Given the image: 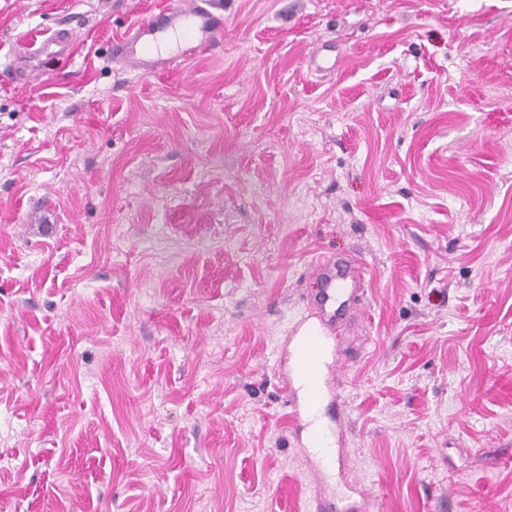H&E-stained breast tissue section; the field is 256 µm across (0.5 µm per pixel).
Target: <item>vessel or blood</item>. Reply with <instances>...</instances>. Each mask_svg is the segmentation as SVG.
Instances as JSON below:
<instances>
[{
  "label": "vessel or blood",
  "instance_id": "vessel-or-blood-1",
  "mask_svg": "<svg viewBox=\"0 0 512 512\" xmlns=\"http://www.w3.org/2000/svg\"><path fill=\"white\" fill-rule=\"evenodd\" d=\"M77 37L76 30L65 27L57 29L47 43L25 45L23 56H12L0 65V77L26 82L22 58L52 52L68 56ZM223 44V0H177L164 16L131 24L112 39L109 51L122 70L144 75L175 70L184 57L208 54ZM341 65V54L328 42L318 44L307 61L312 72L325 76L335 74ZM311 267L319 274V285L303 296V312L279 345L276 369L290 407L293 433L311 456L312 512H372L374 502L367 491L356 496L331 491L333 483L348 482V439L338 383L345 363L339 327L349 313V300L370 279L371 270L351 255L336 261L321 256Z\"/></svg>",
  "mask_w": 512,
  "mask_h": 512
}]
</instances>
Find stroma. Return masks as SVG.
<instances>
[{
	"label": "stroma",
	"mask_w": 512,
	"mask_h": 512,
	"mask_svg": "<svg viewBox=\"0 0 512 512\" xmlns=\"http://www.w3.org/2000/svg\"><path fill=\"white\" fill-rule=\"evenodd\" d=\"M170 2L0 0V63L83 33L80 82L0 85V512H305L275 349L321 252L372 269L375 512H512V0H224L223 51L121 71ZM341 65V54L336 53V46L328 42L318 44L307 61V66L312 72L325 76L334 75Z\"/></svg>",
	"instance_id": "obj_1"
}]
</instances>
